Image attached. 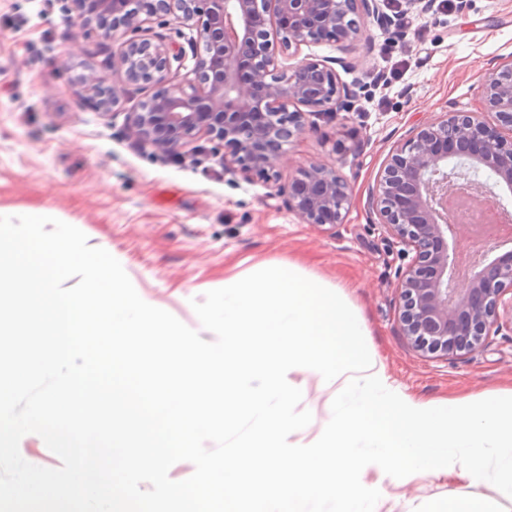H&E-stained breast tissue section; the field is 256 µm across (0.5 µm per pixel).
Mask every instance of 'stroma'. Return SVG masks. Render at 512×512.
I'll use <instances>...</instances> for the list:
<instances>
[{
  "label": "stroma",
  "mask_w": 512,
  "mask_h": 512,
  "mask_svg": "<svg viewBox=\"0 0 512 512\" xmlns=\"http://www.w3.org/2000/svg\"><path fill=\"white\" fill-rule=\"evenodd\" d=\"M70 0H0V214L45 215L83 231L110 252L138 294L199 328L193 301L245 277L258 265L296 260L316 276L350 282L348 299L365 319L368 349L401 390L441 400L512 388V330L487 336L475 351L438 356L403 336L397 273L409 261L390 247L367 200L392 146L442 112L481 109L480 76L512 63V0H455L446 12L414 14L401 38L387 40L376 23L352 55L341 83L356 92L351 111L311 115L279 169L288 182L321 163L348 181L351 204L338 224H305L277 183L245 178L207 139L193 140L181 162L151 146L135 149L127 116L156 87L131 83L117 66L124 35L106 41L74 19ZM149 36L168 43V85L192 79L196 32L168 17ZM107 77L116 103L89 105L81 80ZM204 340H213L200 330ZM311 423L290 435L310 444L331 417L335 387L309 374L295 377ZM456 472L388 485L377 512H431L466 496Z\"/></svg>",
  "instance_id": "1"
}]
</instances>
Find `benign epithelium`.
Instances as JSON below:
<instances>
[{
	"mask_svg": "<svg viewBox=\"0 0 512 512\" xmlns=\"http://www.w3.org/2000/svg\"><path fill=\"white\" fill-rule=\"evenodd\" d=\"M83 27L112 38L137 32L153 19L172 16L196 30L194 78L188 87L166 86L171 49L161 39H128L119 64L127 79L162 84L129 113L135 140L168 156H182L191 140L204 137L227 149L246 178L279 181L286 145L305 130L311 114L349 109L353 93L335 66L355 67L344 57H306L288 65L278 54L332 41L345 50L363 40L368 20L391 38L395 21L377 0H72ZM484 102L494 115L445 112L412 130L393 146L368 199L369 213L403 252L413 253L398 274L403 334L416 348L446 356L478 349L485 336L503 329L499 308L512 312V249L499 238L470 260L465 275L448 240L467 233L448 222V198L473 193L497 213L512 211L479 179L485 170L512 191V67L481 76ZM86 99L109 111L115 90L104 76L82 79ZM288 208L306 224H340L351 188L336 170L313 163L278 185Z\"/></svg>",
	"mask_w": 512,
	"mask_h": 512,
	"instance_id": "7a95c632",
	"label": "benign epithelium"
}]
</instances>
